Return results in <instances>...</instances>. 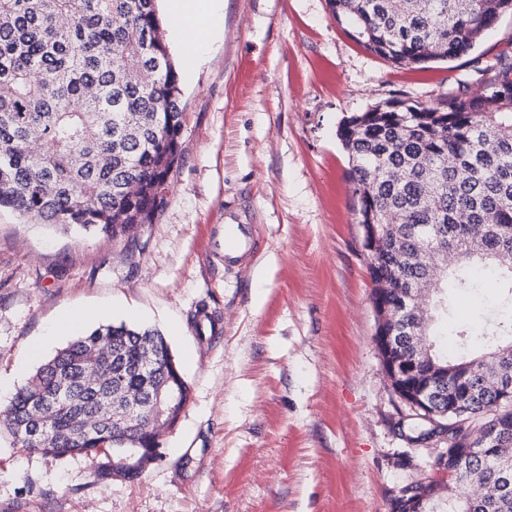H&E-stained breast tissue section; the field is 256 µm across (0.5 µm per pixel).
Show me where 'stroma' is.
<instances>
[{
  "mask_svg": "<svg viewBox=\"0 0 512 512\" xmlns=\"http://www.w3.org/2000/svg\"><path fill=\"white\" fill-rule=\"evenodd\" d=\"M223 33L189 66L182 161L134 240L76 236L0 209V407L76 337L105 323L157 329L189 386L159 459L96 478L104 453L59 458L0 428V512H388L428 477L437 440L413 441L373 341V284L341 120L395 98L483 90L478 65L512 41L503 14L460 57L395 66L338 25L327 0H223ZM259 253L224 266V209ZM436 332L512 316L477 282ZM76 326L57 336L62 316ZM42 344L40 357L30 349Z\"/></svg>",
  "mask_w": 512,
  "mask_h": 512,
  "instance_id": "obj_1",
  "label": "stroma"
}]
</instances>
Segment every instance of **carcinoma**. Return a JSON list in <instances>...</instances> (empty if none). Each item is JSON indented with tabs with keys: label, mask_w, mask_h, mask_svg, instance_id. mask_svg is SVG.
Segmentation results:
<instances>
[{
	"label": "carcinoma",
	"mask_w": 512,
	"mask_h": 512,
	"mask_svg": "<svg viewBox=\"0 0 512 512\" xmlns=\"http://www.w3.org/2000/svg\"><path fill=\"white\" fill-rule=\"evenodd\" d=\"M339 25L366 50L397 66L420 65L468 53L512 0H328ZM156 0H0V208L34 224L116 238L153 223L166 201L160 187L182 159L179 75L160 39ZM483 92L462 91L445 103L391 100L343 120L338 136L352 163L359 223L380 225L385 248L375 257L378 283L402 277L432 292L469 287L473 272L493 275L512 301V52L485 69ZM38 142L41 148L32 144ZM421 224L444 235L432 257ZM460 345L484 350L474 358L448 354L429 341V357L448 372V397L459 401L446 466L448 491L426 512H512V428L491 447L490 461L465 452L512 409L496 407L501 382L512 381V321L462 323ZM115 359L94 356L98 341ZM150 348L159 362L142 374L135 364ZM173 358L156 329L104 324L39 366L0 410V427L19 448L57 457L121 448L135 455L101 464L97 476L134 479L158 458V434L124 422L85 435L76 416L112 387V364L125 387L154 388ZM98 367L100 388L80 382ZM474 382L468 394L457 377ZM53 408L46 434L26 432L29 411Z\"/></svg>",
	"instance_id": "obj_1"
}]
</instances>
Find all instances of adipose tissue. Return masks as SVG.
Here are the masks:
<instances>
[{"instance_id": "1", "label": "adipose tissue", "mask_w": 512, "mask_h": 512, "mask_svg": "<svg viewBox=\"0 0 512 512\" xmlns=\"http://www.w3.org/2000/svg\"><path fill=\"white\" fill-rule=\"evenodd\" d=\"M179 44L199 59L222 29L223 0H171Z\"/></svg>"}]
</instances>
